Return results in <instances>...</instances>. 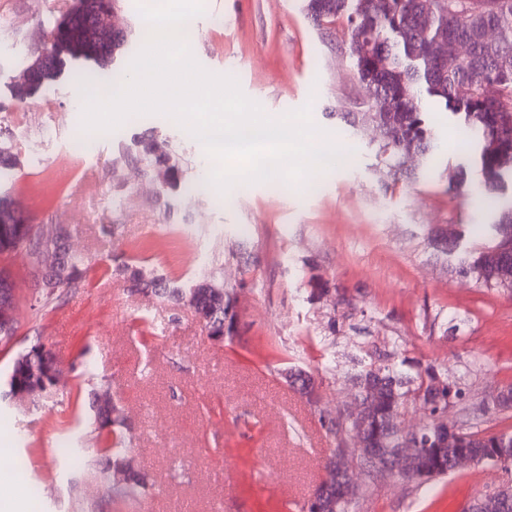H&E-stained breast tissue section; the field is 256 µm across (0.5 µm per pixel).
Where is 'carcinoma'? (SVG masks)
<instances>
[{
  "instance_id": "1",
  "label": "carcinoma",
  "mask_w": 512,
  "mask_h": 512,
  "mask_svg": "<svg viewBox=\"0 0 512 512\" xmlns=\"http://www.w3.org/2000/svg\"><path fill=\"white\" fill-rule=\"evenodd\" d=\"M307 17L318 27L346 19L347 35L356 57L359 80L369 94L358 112H338L345 125L359 130L371 124L382 128L379 154L385 159L393 180L412 181L420 166L434 159L437 137L424 104L433 100L457 118L471 164L455 168L448 190L467 189L478 208L495 206L493 223L481 226L482 240L472 242V225L458 224L453 235L437 229L428 233L430 248L448 262L454 272L470 275L486 288H502L498 275L502 264H512V137L500 136L504 125L512 127V0H304ZM427 15V24L419 23ZM66 27L77 44H91L96 50L94 64L107 70L112 55L125 41L110 42L95 35L84 17L83 7L67 13L56 27ZM469 45L467 56L442 63L435 46L445 40ZM69 53L60 55L55 71L40 75L32 93L40 92L61 72ZM35 233L33 224L0 222V255L26 249ZM85 257L68 253L57 271L58 290H42L51 299L66 288H76L86 279ZM111 276L157 297L179 300L193 292L194 315L203 321L209 337L223 336L233 342L237 335L239 300L236 289L211 282L184 289L177 281L153 269L124 263ZM308 302L312 305L334 295L333 311L348 313L351 302L330 282H308ZM354 369L349 376L354 395L364 405L361 422L342 414L326 420L336 438V446L346 444L357 433L364 448H381L395 434L399 417L422 411V427L414 465L423 484L454 473L453 457L464 450L480 463H491L512 472V426L486 431L477 425L455 422L456 441L439 445L437 421L448 417V406L463 402L467 388L448 368L427 364L412 356L407 342L383 339V349L356 346ZM52 351L34 345L17 357L8 380L9 397L17 389L45 392L44 385ZM288 384L307 400H318L312 373L289 366L282 370ZM91 407L99 421L101 477L108 480L106 467H119L131 458L123 432L124 414L116 400L98 404L92 395ZM88 449L76 437V446L61 457L64 471L85 467ZM145 475L136 472L130 481L109 488L110 497L121 502L139 500L148 494ZM487 512H512V496L492 491L484 494ZM332 508L329 512H352L357 498L343 496L331 484L322 494Z\"/></svg>"
}]
</instances>
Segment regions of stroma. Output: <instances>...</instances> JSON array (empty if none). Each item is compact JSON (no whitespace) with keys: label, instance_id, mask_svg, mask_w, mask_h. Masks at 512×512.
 <instances>
[{"label":"stroma","instance_id":"1","mask_svg":"<svg viewBox=\"0 0 512 512\" xmlns=\"http://www.w3.org/2000/svg\"><path fill=\"white\" fill-rule=\"evenodd\" d=\"M72 2L0 0V145L20 160L0 194L39 229L65 230L90 266L84 286L45 304L27 253L0 258L18 299L16 333L0 341V391L14 359L34 343L63 365L60 384L35 402H0V448L23 464L0 481V493L21 488L23 512H299L336 446L319 415L351 401L354 345L388 336L462 375L475 417L501 429L492 400L512 382V290L449 272L426 239L428 228L486 218L467 192L448 190L461 161L449 114H430L442 145L430 169L389 184L376 132L339 118L364 99L344 20L319 29L302 0H204L189 42L197 62L234 77L270 117L310 106L314 123L347 153L302 187L274 179L186 196L183 185L212 165L166 115L130 117L94 134L81 152L75 81L63 75L16 98L26 61ZM114 24L129 35L117 59L124 69L146 41L137 0H119ZM146 139L168 164H156ZM124 263L187 287L209 279L238 287L239 341L214 342L181 303L130 292L110 275ZM312 276L336 284L355 307L332 349L335 374L318 377L315 406L277 373L315 368L323 352L332 303H308ZM106 384L153 483L134 502L104 496L98 470L66 475L57 465L67 432L93 430L90 393ZM490 472L477 465L422 485L363 475L356 512H467L492 489Z\"/></svg>","mask_w":512,"mask_h":512}]
</instances>
